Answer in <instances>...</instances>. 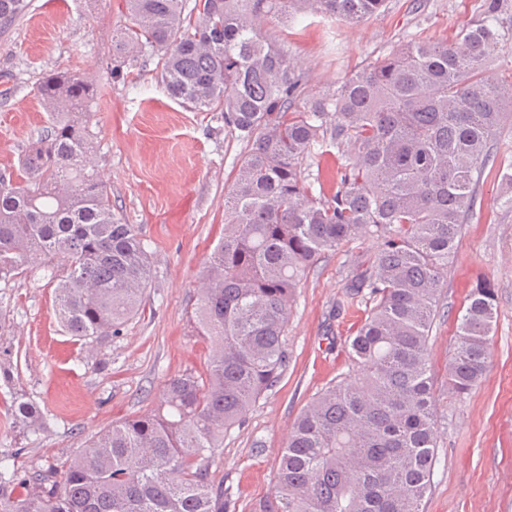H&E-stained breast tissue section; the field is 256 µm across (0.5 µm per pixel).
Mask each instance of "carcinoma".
<instances>
[{"mask_svg":"<svg viewBox=\"0 0 512 512\" xmlns=\"http://www.w3.org/2000/svg\"><path fill=\"white\" fill-rule=\"evenodd\" d=\"M297 1L358 24L385 0H125L130 24L115 51L132 65L159 56L170 97L221 112L250 145L224 194V237L204 270L196 334L211 341L207 372L169 378L150 408L95 433L83 451L20 478L0 465V512H230L236 501L210 469L224 433L280 382L297 288L328 251L380 241L356 261L336 307L374 303L349 347L362 376L328 386L300 412L274 491L252 512H424L436 462L428 343L442 274L480 177L500 154L512 83L486 76L490 49L512 39L499 0L451 42L408 40L332 94L299 106L303 78L259 36L257 18ZM0 0V28L28 10ZM96 80L52 71L36 86L49 114L17 174H0V279L33 255L48 259L65 332L104 344L141 311L152 257L135 224L114 211L88 168L87 107ZM336 158V186L315 196L310 167ZM496 325L495 290L478 279L456 320L448 389L484 376ZM14 427L44 429L30 401ZM25 486L22 497L8 488Z\"/></svg>","mask_w":512,"mask_h":512,"instance_id":"obj_1","label":"carcinoma"}]
</instances>
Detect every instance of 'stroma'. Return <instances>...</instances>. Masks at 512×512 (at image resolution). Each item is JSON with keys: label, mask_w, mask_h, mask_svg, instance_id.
Returning a JSON list of instances; mask_svg holds the SVG:
<instances>
[{"label": "stroma", "mask_w": 512, "mask_h": 512, "mask_svg": "<svg viewBox=\"0 0 512 512\" xmlns=\"http://www.w3.org/2000/svg\"><path fill=\"white\" fill-rule=\"evenodd\" d=\"M29 10L0 32V173L17 171L48 115L34 94L54 70L94 73L100 94L90 106L92 164L107 171L112 203L137 225L152 251L153 275L138 316L105 346L93 348L60 326L55 286L43 268L0 280V460L19 474L66 461L100 429L137 415L166 380L205 373L210 347L193 333L201 277L224 232V191L248 151L218 112H195L172 100L157 79L158 58L114 76L113 37L128 25L121 0H30ZM482 0H386L352 25L291 11L263 19L260 35L286 52L304 76L303 97H324L351 74L387 57L407 39H455L481 17ZM512 187L498 168L483 174L474 213L464 224L443 274L442 307L430 339L433 405L439 432L424 512H512V210L497 199ZM376 240L325 253L303 277L288 321L290 363L276 388L225 433L211 475L249 512L273 491L291 426L313 397L356 366L347 342L369 310L337 311L353 255L373 256ZM496 289L497 322L487 372L459 396L448 389L456 316L476 275ZM334 341H327V334ZM47 415V429L22 435L11 415L15 395Z\"/></svg>", "instance_id": "35a3bbf8"}]
</instances>
